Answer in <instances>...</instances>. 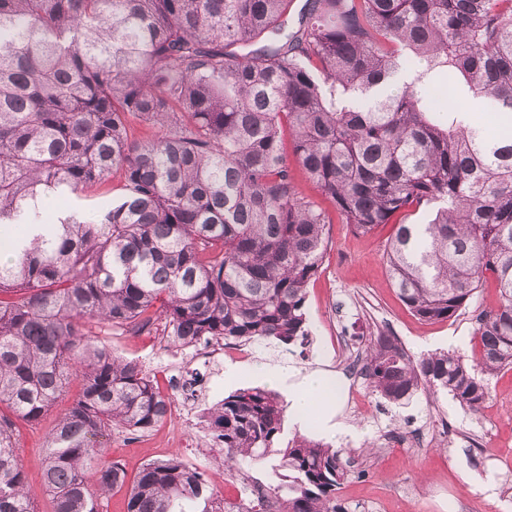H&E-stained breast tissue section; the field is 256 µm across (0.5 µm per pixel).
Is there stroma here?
<instances>
[{"mask_svg":"<svg viewBox=\"0 0 512 512\" xmlns=\"http://www.w3.org/2000/svg\"><path fill=\"white\" fill-rule=\"evenodd\" d=\"M328 231L323 264L307 287V343H248L242 358L237 355L240 348L229 344L223 358L204 367L191 361L187 350L174 356L153 354L146 337L134 343L125 335H114L110 344L153 376L201 373L205 383L192 405L196 412L231 394L224 383L230 368L243 369L244 387L255 383L247 367L261 363L289 365L301 374L323 370L341 375L345 388L340 418L352 431L332 443L344 449L349 461L351 474L340 496L352 512H512V368L489 378V398L477 419L446 393L431 396L420 391L409 405L398 406L372 393L368 385H355L350 368L363 354L368 336L379 332L397 337L415 357L449 351L471 359L476 319L497 302L493 283L478 289L451 319L425 322L408 310L390 284L384 249L391 225L359 236L336 217ZM54 421L49 414L22 429L19 463L40 512L52 510L42 462L44 438ZM201 437L198 428H188L185 438L190 445L183 449L156 432L115 436L108 442L106 459L120 461L132 477L149 460L178 451L213 475L230 499L238 497L242 478L263 485L273 482L278 455H270L242 476L218 468L212 453L195 447Z\"/></svg>","mask_w":512,"mask_h":512,"instance_id":"1","label":"stroma"}]
</instances>
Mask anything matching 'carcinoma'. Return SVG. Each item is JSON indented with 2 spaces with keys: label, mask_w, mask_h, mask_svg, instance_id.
Listing matches in <instances>:
<instances>
[{
  "label": "carcinoma",
  "mask_w": 512,
  "mask_h": 512,
  "mask_svg": "<svg viewBox=\"0 0 512 512\" xmlns=\"http://www.w3.org/2000/svg\"><path fill=\"white\" fill-rule=\"evenodd\" d=\"M292 2L0 0V512H39L20 425L74 382L45 442L53 512H100L126 484V512H349L344 450L301 436L279 450L280 482H246L235 501L176 453L130 483L101 461L104 437L148 434L172 403L101 337L155 330L185 349L310 335L330 220L290 153L355 233L395 225L387 270L420 319L455 316L489 278L498 290L471 364L370 337L371 391L449 393L477 419L482 376L512 366V0H305L290 29ZM448 85L499 126L445 108ZM136 119L158 133L135 138ZM114 173L116 201L61 214ZM421 209L428 223L410 222ZM283 414L247 387L202 419L243 472L273 452Z\"/></svg>",
  "instance_id": "1"
}]
</instances>
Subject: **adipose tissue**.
<instances>
[{"label": "adipose tissue", "mask_w": 512, "mask_h": 512, "mask_svg": "<svg viewBox=\"0 0 512 512\" xmlns=\"http://www.w3.org/2000/svg\"><path fill=\"white\" fill-rule=\"evenodd\" d=\"M258 373L267 385L287 388L288 417L292 425L301 428L316 419L325 424L328 437L345 433L343 424L332 421L342 393L340 377L317 370L299 377L294 371L276 365L259 367Z\"/></svg>", "instance_id": "ef3b65f1"}]
</instances>
